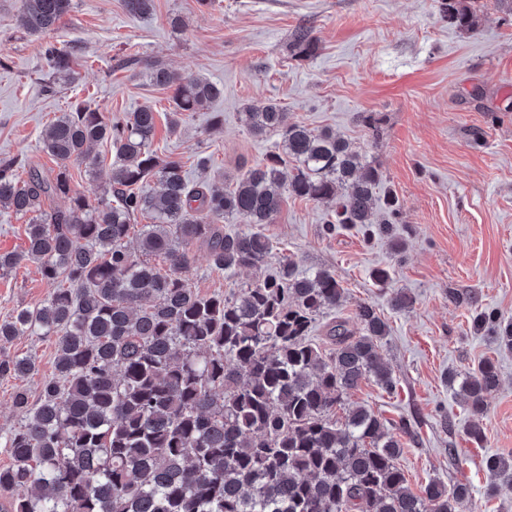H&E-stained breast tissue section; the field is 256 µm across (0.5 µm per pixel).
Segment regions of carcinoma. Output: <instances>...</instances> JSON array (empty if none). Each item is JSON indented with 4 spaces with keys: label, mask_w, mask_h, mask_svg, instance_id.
Segmentation results:
<instances>
[{
    "label": "carcinoma",
    "mask_w": 512,
    "mask_h": 512,
    "mask_svg": "<svg viewBox=\"0 0 512 512\" xmlns=\"http://www.w3.org/2000/svg\"><path fill=\"white\" fill-rule=\"evenodd\" d=\"M20 25L31 35L53 30L72 0H20ZM448 25L478 26L468 0H436ZM134 16L154 11V0H124ZM288 49L303 59L318 49L312 30L298 26ZM53 74L71 77L73 51L50 44ZM152 83L173 90L171 130L181 117L221 94L217 84L182 77L160 62L148 66ZM268 102L245 112L255 136L280 133L282 150L268 153L233 187L193 182L181 162L152 148L156 112L141 106L107 120L77 103L49 127L42 150L58 166L49 178L35 167L19 182L16 161H0V210L37 213L26 228V248L0 253V271L25 260L55 285L40 306L22 308L0 322V342L53 336L54 377L36 401L27 390L10 397L24 422L7 432L3 448L13 464L0 469V512H459L470 500L463 484L407 485L397 460L403 444L394 425L365 406L336 407L364 380L396 386L378 343L388 324L371 304L358 306L357 327L338 318L326 325L331 348L312 339L318 317L337 308L344 288L332 272H303L288 258L275 273L238 293L202 296L182 272L189 249L207 248L214 269L260 270L273 255L257 226L274 222L281 190L330 205L327 223L379 224L391 232L399 199L386 200L375 218L378 166L331 129L288 123ZM115 149L103 195L92 203L72 193L69 167L99 176L103 160L92 146ZM293 162L295 173L283 180ZM155 180L160 191L146 189ZM61 197L63 209L43 202ZM139 215L150 223L127 245ZM248 225L224 233V219ZM162 257L168 271L150 262ZM500 349L512 350V319L477 310ZM35 371L29 356L0 361V376ZM500 382L497 362L485 359L458 385L472 421L471 441L483 440L485 394ZM493 476L512 482V458H485Z\"/></svg>",
    "instance_id": "carcinoma-1"
}]
</instances>
